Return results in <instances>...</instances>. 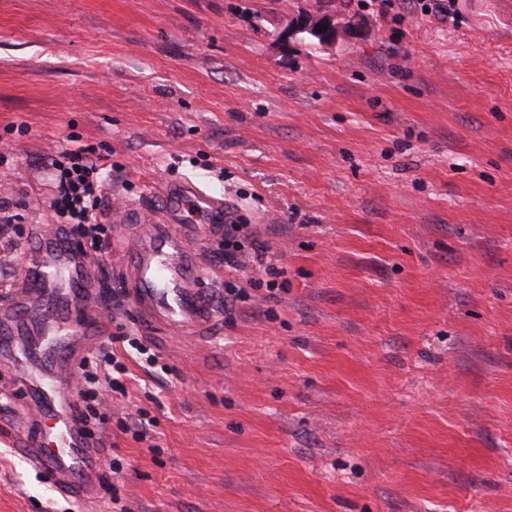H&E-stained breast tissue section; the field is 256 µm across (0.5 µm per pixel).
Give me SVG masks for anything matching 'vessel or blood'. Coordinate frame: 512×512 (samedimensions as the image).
I'll return each instance as SVG.
<instances>
[{
    "instance_id": "1",
    "label": "vessel or blood",
    "mask_w": 512,
    "mask_h": 512,
    "mask_svg": "<svg viewBox=\"0 0 512 512\" xmlns=\"http://www.w3.org/2000/svg\"><path fill=\"white\" fill-rule=\"evenodd\" d=\"M164 194L166 210L137 213L140 230L123 248L114 274L130 287L133 307L148 325L199 337L211 324L212 310L199 286L192 227L176 220L188 201L213 223L227 204L194 184L168 187ZM36 235L41 249L15 287L16 304L0 309V356L29 393L23 454L50 476L53 489L88 501L103 475L101 452L83 434L74 396L60 386L72 374L76 351L91 348L108 325L95 315L98 283L90 259L44 229Z\"/></svg>"
}]
</instances>
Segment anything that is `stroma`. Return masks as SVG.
Segmentation results:
<instances>
[{"mask_svg": "<svg viewBox=\"0 0 512 512\" xmlns=\"http://www.w3.org/2000/svg\"><path fill=\"white\" fill-rule=\"evenodd\" d=\"M335 0L358 36L283 40L317 0H0V200L57 231L48 167L94 147L117 221L170 182L223 194L285 267L224 269L200 224L210 336L106 393L127 512H512V0ZM244 289L232 322L224 291ZM0 359V512H112L19 452ZM154 418L153 439L119 423Z\"/></svg>", "mask_w": 512, "mask_h": 512, "instance_id": "35a3bbf8", "label": "stroma"}]
</instances>
